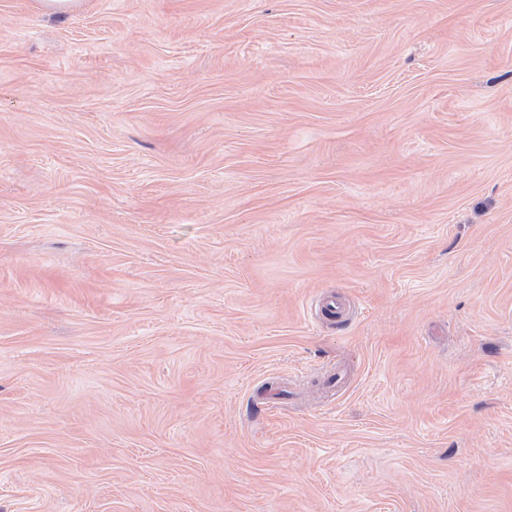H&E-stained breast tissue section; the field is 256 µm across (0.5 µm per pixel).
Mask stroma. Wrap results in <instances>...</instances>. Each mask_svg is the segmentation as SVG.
I'll return each mask as SVG.
<instances>
[{
    "label": "stroma",
    "mask_w": 512,
    "mask_h": 512,
    "mask_svg": "<svg viewBox=\"0 0 512 512\" xmlns=\"http://www.w3.org/2000/svg\"><path fill=\"white\" fill-rule=\"evenodd\" d=\"M0 512H512V0H0Z\"/></svg>",
    "instance_id": "1"
}]
</instances>
